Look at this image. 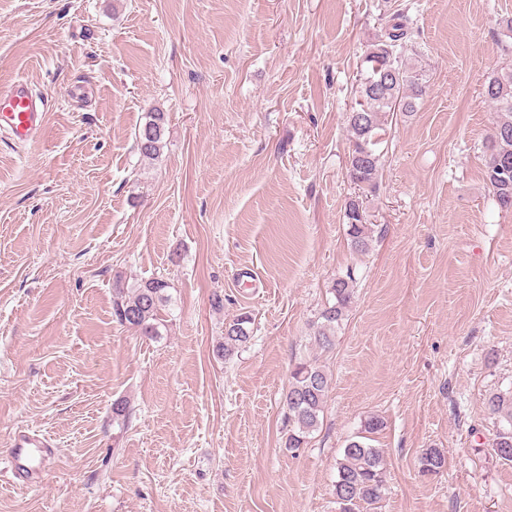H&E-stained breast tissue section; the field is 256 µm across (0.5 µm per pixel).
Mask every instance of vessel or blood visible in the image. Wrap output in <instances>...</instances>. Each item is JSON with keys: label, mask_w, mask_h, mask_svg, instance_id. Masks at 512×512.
I'll use <instances>...</instances> for the list:
<instances>
[{"label": "vessel or blood", "mask_w": 512, "mask_h": 512, "mask_svg": "<svg viewBox=\"0 0 512 512\" xmlns=\"http://www.w3.org/2000/svg\"><path fill=\"white\" fill-rule=\"evenodd\" d=\"M48 110L47 97L34 94L25 82H14L6 91L0 92V126L8 127L18 139H33ZM47 455L44 439L27 434L19 436L12 448L16 475L21 477L30 473Z\"/></svg>", "instance_id": "1"}]
</instances>
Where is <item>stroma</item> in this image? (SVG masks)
<instances>
[{
    "instance_id": "stroma-1",
    "label": "stroma",
    "mask_w": 512,
    "mask_h": 512,
    "mask_svg": "<svg viewBox=\"0 0 512 512\" xmlns=\"http://www.w3.org/2000/svg\"><path fill=\"white\" fill-rule=\"evenodd\" d=\"M401 8L427 93L386 115L360 194L346 113ZM508 17L512 0H0V90L22 78L53 99L28 146L0 129V512H339L336 461L373 417L377 512H512L485 408L512 391V210L486 184L481 94L512 67ZM156 109L150 162L134 139ZM355 195L375 226L363 253ZM348 274L320 350L312 323ZM153 277L172 302L150 340L112 298ZM245 311L251 341L216 358ZM312 357L331 386L290 451V370ZM22 431L51 438L49 480L16 482ZM426 448L445 451L439 474L421 472ZM167 123L165 112L157 109L147 112L146 120L138 128V133L135 136L137 150L143 158L154 160L159 157L161 149L164 147ZM344 214L351 248L355 252L366 251L372 242L375 232L372 227L374 224H367L365 213L357 199L351 198L346 202ZM329 293L332 294L333 301L328 302L319 312L313 335V342L322 350L330 349L335 344L336 326L352 303L353 277L348 274L346 277L334 279Z\"/></svg>"
}]
</instances>
